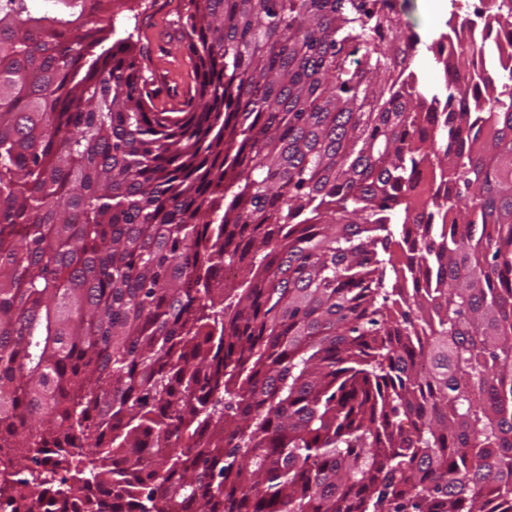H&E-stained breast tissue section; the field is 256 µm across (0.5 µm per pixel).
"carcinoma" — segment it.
<instances>
[{
    "instance_id": "cac0c4a2",
    "label": "carcinoma",
    "mask_w": 512,
    "mask_h": 512,
    "mask_svg": "<svg viewBox=\"0 0 512 512\" xmlns=\"http://www.w3.org/2000/svg\"><path fill=\"white\" fill-rule=\"evenodd\" d=\"M120 3L0 0V512H512V71L197 0L156 112Z\"/></svg>"
}]
</instances>
